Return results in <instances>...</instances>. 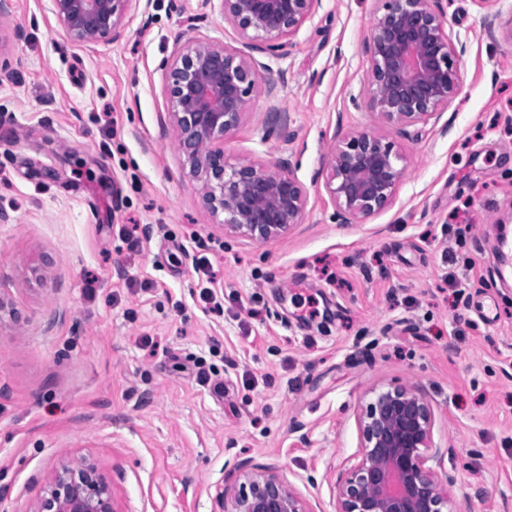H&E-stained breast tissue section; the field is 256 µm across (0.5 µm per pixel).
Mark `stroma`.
I'll return each mask as SVG.
<instances>
[{
	"mask_svg": "<svg viewBox=\"0 0 512 512\" xmlns=\"http://www.w3.org/2000/svg\"><path fill=\"white\" fill-rule=\"evenodd\" d=\"M443 6L464 44L448 128L395 136L408 175L359 224L336 217L325 152L376 123L373 0H322L289 57L259 55L224 153L289 159L308 195L302 224L260 244L203 205L168 119L179 46H243L219 7L153 0L118 40L83 45L51 0H14L0 26V512H29L69 456L111 476L121 512H217L218 486L252 468L335 512L357 415L397 385L434 408L455 512H512V40L487 33L474 0Z\"/></svg>",
	"mask_w": 512,
	"mask_h": 512,
	"instance_id": "obj_1",
	"label": "stroma"
}]
</instances>
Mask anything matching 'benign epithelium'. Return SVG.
Here are the masks:
<instances>
[{
	"label": "benign epithelium",
	"mask_w": 512,
	"mask_h": 512,
	"mask_svg": "<svg viewBox=\"0 0 512 512\" xmlns=\"http://www.w3.org/2000/svg\"><path fill=\"white\" fill-rule=\"evenodd\" d=\"M150 0H52L53 11L80 44L117 40L126 15ZM219 2L224 20L255 52L284 59L301 26L322 0H203ZM363 43L368 58V110L403 137L439 119L460 89L461 51L447 32L443 0H374ZM261 80L259 64L222 43L195 41L179 49L167 73L169 115L178 149L201 183L203 203L224 228L257 243L302 223L307 193L287 159L272 167L224 155V138L238 128ZM326 190L343 224L387 208L407 173L389 136L354 130L327 148ZM434 410L413 386L379 389L358 417L361 450L336 486V512H454L437 460ZM219 512H311L277 475L246 472L218 492ZM28 512H118L112 480L95 463H61Z\"/></svg>",
	"instance_id": "benign-epithelium-1"
}]
</instances>
